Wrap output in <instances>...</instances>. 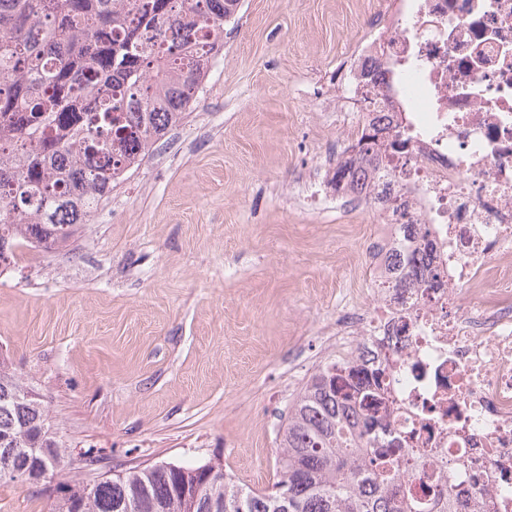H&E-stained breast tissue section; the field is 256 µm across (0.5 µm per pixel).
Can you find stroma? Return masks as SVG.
<instances>
[{
	"label": "stroma",
	"mask_w": 512,
	"mask_h": 512,
	"mask_svg": "<svg viewBox=\"0 0 512 512\" xmlns=\"http://www.w3.org/2000/svg\"><path fill=\"white\" fill-rule=\"evenodd\" d=\"M373 0H241L185 119L68 242L0 271V355L70 451L64 475L221 462L257 492L336 298H366L370 207L335 194L336 75ZM0 512H50L0 480Z\"/></svg>",
	"instance_id": "1"
}]
</instances>
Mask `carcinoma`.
<instances>
[{"instance_id": "obj_1", "label": "carcinoma", "mask_w": 512, "mask_h": 512, "mask_svg": "<svg viewBox=\"0 0 512 512\" xmlns=\"http://www.w3.org/2000/svg\"><path fill=\"white\" fill-rule=\"evenodd\" d=\"M237 0H0V267L26 245L66 243L126 172L190 107ZM394 116L376 115L336 162V191L372 198ZM429 274L427 255L393 250L387 269ZM331 361L288 407L280 478L269 493L234 484L219 463L161 462L53 489L51 512H460L448 490L414 495L427 466L379 415L386 374ZM66 447L41 403L0 369V471L32 456L56 471Z\"/></svg>"}]
</instances>
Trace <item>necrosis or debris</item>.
Here are the masks:
<instances>
[{"label":"necrosis or debris","mask_w":512,"mask_h":512,"mask_svg":"<svg viewBox=\"0 0 512 512\" xmlns=\"http://www.w3.org/2000/svg\"><path fill=\"white\" fill-rule=\"evenodd\" d=\"M372 41L340 76L365 89L364 63L380 52L394 88L368 90L380 112L403 116L373 182L406 203L378 212L380 223L417 224L407 252L428 250L433 276L410 287L374 288L370 302L336 314V357L391 358L408 371L387 391L395 429L428 451L415 489L437 484L446 461L467 478L450 491L472 512L474 489L499 499L512 478V0H395L371 11ZM490 281L479 301L463 290Z\"/></svg>","instance_id":"4bbe7bcc"}]
</instances>
